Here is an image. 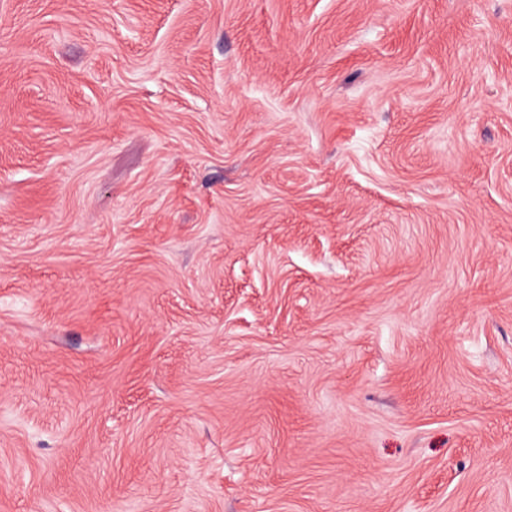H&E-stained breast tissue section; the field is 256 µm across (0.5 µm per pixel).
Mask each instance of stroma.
<instances>
[{
    "instance_id": "stroma-1",
    "label": "stroma",
    "mask_w": 512,
    "mask_h": 512,
    "mask_svg": "<svg viewBox=\"0 0 512 512\" xmlns=\"http://www.w3.org/2000/svg\"><path fill=\"white\" fill-rule=\"evenodd\" d=\"M0 512H512V0H0Z\"/></svg>"
}]
</instances>
